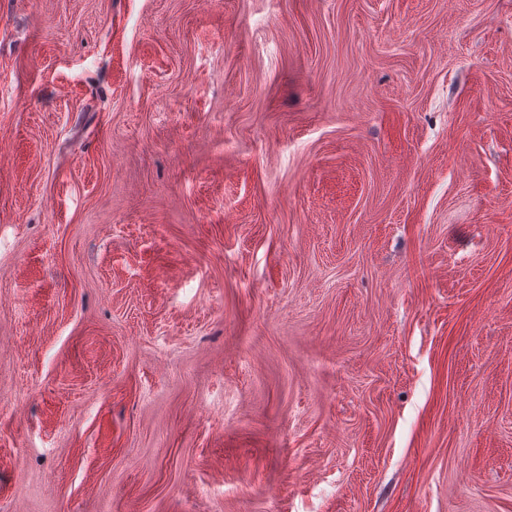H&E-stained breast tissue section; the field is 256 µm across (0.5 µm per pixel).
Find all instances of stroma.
Instances as JSON below:
<instances>
[{
    "label": "stroma",
    "instance_id": "1",
    "mask_svg": "<svg viewBox=\"0 0 512 512\" xmlns=\"http://www.w3.org/2000/svg\"><path fill=\"white\" fill-rule=\"evenodd\" d=\"M0 512H512V0H0Z\"/></svg>",
    "mask_w": 512,
    "mask_h": 512
}]
</instances>
